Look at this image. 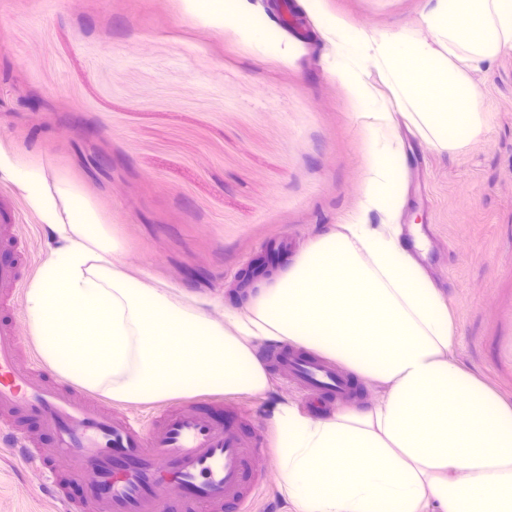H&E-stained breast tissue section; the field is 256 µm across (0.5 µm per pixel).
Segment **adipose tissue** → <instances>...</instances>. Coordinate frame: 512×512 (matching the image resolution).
Here are the masks:
<instances>
[{
	"instance_id": "ef3b65f1",
	"label": "adipose tissue",
	"mask_w": 512,
	"mask_h": 512,
	"mask_svg": "<svg viewBox=\"0 0 512 512\" xmlns=\"http://www.w3.org/2000/svg\"><path fill=\"white\" fill-rule=\"evenodd\" d=\"M424 29L365 33L325 24L333 74L371 136L360 209L250 289L215 321L187 296L127 273L104 215L73 184L0 148L57 245L27 291L30 334L60 379L115 402L196 393L264 395V343L336 361L382 386L365 406L323 415L279 404L270 424L288 512H512V404L455 360L448 304L397 217L408 158L386 138L393 110L450 151L486 128L469 69L512 49V0H426ZM377 75L390 93L378 99ZM380 221L367 223L368 214Z\"/></svg>"
}]
</instances>
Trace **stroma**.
<instances>
[{"mask_svg": "<svg viewBox=\"0 0 512 512\" xmlns=\"http://www.w3.org/2000/svg\"><path fill=\"white\" fill-rule=\"evenodd\" d=\"M424 0H322L301 29L257 5L274 32L254 45L236 14L199 22L185 0H0V145L48 178L75 183L109 214L129 273L195 296L223 320L237 284L283 245L296 252L357 211L369 161L359 106L332 74L319 28L343 17L391 34L421 22ZM469 77L488 127L448 152L395 124L408 156L404 230L419 226V263L445 292L456 357L512 402V50ZM108 164L89 177L84 163ZM17 232L35 264L56 242L21 190ZM261 397H224V415L265 439L252 512H287L276 492L282 402L307 395L276 368ZM42 474L0 454V512H58Z\"/></svg>", "mask_w": 512, "mask_h": 512, "instance_id": "obj_1", "label": "stroma"}]
</instances>
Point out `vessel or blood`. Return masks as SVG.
I'll list each match as a JSON object with an SVG mask.
<instances>
[{
    "mask_svg": "<svg viewBox=\"0 0 512 512\" xmlns=\"http://www.w3.org/2000/svg\"><path fill=\"white\" fill-rule=\"evenodd\" d=\"M31 269L22 237L0 256V289L14 291ZM15 332L0 330V414L36 421L54 435L83 488L70 500L27 436L8 441L28 466L43 470L48 494L63 512H171L165 484L179 489L181 512H248L257 489L246 480L257 442L237 424L192 405L166 412L151 428L107 409L80 391L46 379L21 360ZM287 372L311 393L344 396L351 385L327 360L301 351L280 353Z\"/></svg>",
    "mask_w": 512,
    "mask_h": 512,
    "instance_id": "vessel-or-blood-1",
    "label": "vessel or blood"
}]
</instances>
